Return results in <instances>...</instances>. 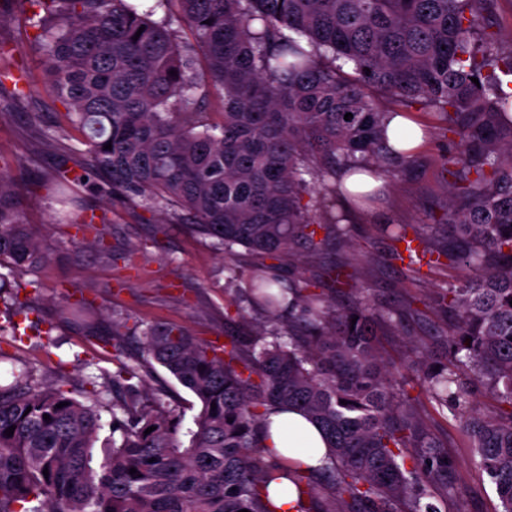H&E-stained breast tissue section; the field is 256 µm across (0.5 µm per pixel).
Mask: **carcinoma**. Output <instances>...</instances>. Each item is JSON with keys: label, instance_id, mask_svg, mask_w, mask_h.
<instances>
[{"label": "carcinoma", "instance_id": "obj_1", "mask_svg": "<svg viewBox=\"0 0 512 512\" xmlns=\"http://www.w3.org/2000/svg\"><path fill=\"white\" fill-rule=\"evenodd\" d=\"M136 2L11 0L14 11L43 12L50 87L82 134L74 144L60 127L42 130L80 169L43 182L61 206L56 221L103 238L95 216L67 210L78 184L112 202L172 210L225 255L242 246L260 259L244 302L273 326L288 317V333L243 316L245 335L221 350L179 326L144 329V354L198 404L186 443L183 414L159 398L136 399L130 380L139 372L123 360L115 324L112 380L127 382L134 398L112 405L109 446L95 448L109 391L85 404L60 385L0 386V512H277L273 482L295 486L293 512H441L439 503L458 496L457 459L412 398L390 389L396 366L377 331L401 329L402 311L375 307L366 288L336 309L283 287L262 262L297 244L314 256L349 236L341 217L324 209L315 220L304 201L314 185L323 200L336 194L327 180L337 168L394 173L414 163L412 151L387 144L385 122L398 111L385 101L433 112L450 145L441 163L452 178L456 241L425 252L430 266L446 258L462 277L438 299L450 325L444 353L417 357L413 370L474 448L497 512H512V92L502 80L512 77V41L483 24L494 0H162L190 32L192 53L170 20ZM198 54L205 70L196 77ZM215 91L219 112L208 105ZM23 96L0 46V102ZM47 259L16 177L0 167V266L33 269ZM60 317L101 334L83 304ZM478 384L496 401L490 415L471 401ZM281 407L323 430L320 467L307 471L264 444L267 416Z\"/></svg>", "mask_w": 512, "mask_h": 512}]
</instances>
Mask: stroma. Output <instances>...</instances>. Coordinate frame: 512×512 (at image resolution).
<instances>
[{
  "instance_id": "1",
  "label": "stroma",
  "mask_w": 512,
  "mask_h": 512,
  "mask_svg": "<svg viewBox=\"0 0 512 512\" xmlns=\"http://www.w3.org/2000/svg\"><path fill=\"white\" fill-rule=\"evenodd\" d=\"M40 29L32 12H16L0 25V43L10 49L25 75L26 96L16 105L0 106V159L17 163V178L29 223L40 229L49 261L31 271L8 275L9 289L0 293V383L27 377L32 387L62 384L72 397L83 399L92 384L111 381L117 367L111 333L120 329L125 361L140 365L143 389L161 399L165 408L183 411V428L193 425L192 395L157 364L148 362L140 331L153 322L175 323L199 341L219 345L225 333L237 329L236 310L229 301L246 288L255 262L243 247L234 256L215 248L212 238L168 223L166 215L147 212L130 201L110 203L101 193L75 187L76 197L107 222L104 245L118 262L102 259L75 227L56 223L57 202L39 190V182L56 168L73 167V160L48 149L38 129L28 121L39 113L44 125L66 122V108L51 90L39 49ZM412 116L425 132L417 162L387 176L385 187L368 205L350 209V242L329 241L319 258L301 265L294 257L283 260L284 276L311 284L314 291L347 307L355 290L370 288L378 307L396 305L405 311L399 334L383 333L379 343L388 356L403 365L414 350L436 352L448 328V314L435 298L460 272L442 265L414 269L392 256V242L381 225H428L431 247L448 246L442 225L450 178L441 167L448 143L436 129L434 117L420 108ZM360 262L353 280L339 286L326 272L328 265L350 255ZM85 303L97 312L102 335L87 336L60 320L58 311ZM419 409L430 428L448 442L447 451L459 462L461 504L465 512H494L498 503L489 478L475 466L450 412L434 408L421 398Z\"/></svg>"
}]
</instances>
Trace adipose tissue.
I'll use <instances>...</instances> for the list:
<instances>
[{
	"label": "adipose tissue",
	"mask_w": 512,
	"mask_h": 512,
	"mask_svg": "<svg viewBox=\"0 0 512 512\" xmlns=\"http://www.w3.org/2000/svg\"><path fill=\"white\" fill-rule=\"evenodd\" d=\"M267 446L285 458L319 467L327 453V444L319 427L300 412L291 410L269 417Z\"/></svg>",
	"instance_id": "obj_1"
}]
</instances>
